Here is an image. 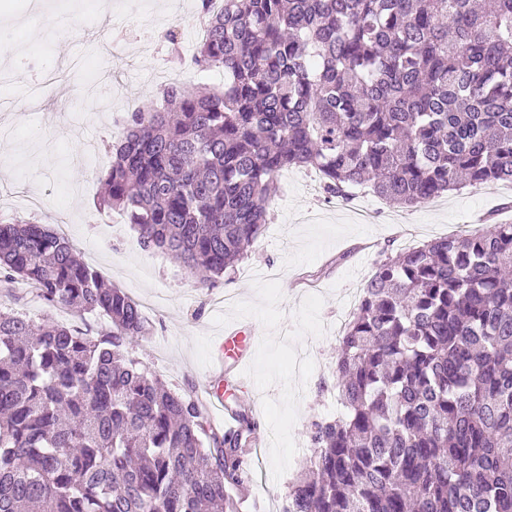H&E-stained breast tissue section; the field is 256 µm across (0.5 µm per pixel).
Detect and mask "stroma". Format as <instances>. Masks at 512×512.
Listing matches in <instances>:
<instances>
[{"instance_id": "obj_1", "label": "stroma", "mask_w": 512, "mask_h": 512, "mask_svg": "<svg viewBox=\"0 0 512 512\" xmlns=\"http://www.w3.org/2000/svg\"><path fill=\"white\" fill-rule=\"evenodd\" d=\"M0 0V219L15 217L63 232L83 260L144 304L149 334L135 355L170 388L195 393L223 366L225 405L255 425L249 465L254 482L236 493L238 512H280L288 484L309 457L298 449L313 422L339 416L338 339L333 323L345 296L362 287L381 258L459 233L478 231V216L512 224V184L489 183L402 208L357 189L352 201L328 202L318 173L289 168L269 221L247 256L214 287H198L183 266L144 248L132 224L120 234L98 221L99 176L111 157L108 142L123 132L128 112L162 106L168 80L221 87L220 74L202 76L183 64L199 42L198 0ZM161 18L183 33L172 52L149 22ZM378 210L362 222L357 212ZM163 298L147 308L152 294ZM241 328L233 351L217 354L227 324ZM312 349L303 372L295 350Z\"/></svg>"}]
</instances>
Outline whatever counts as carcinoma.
Listing matches in <instances>:
<instances>
[{
  "label": "carcinoma",
  "mask_w": 512,
  "mask_h": 512,
  "mask_svg": "<svg viewBox=\"0 0 512 512\" xmlns=\"http://www.w3.org/2000/svg\"><path fill=\"white\" fill-rule=\"evenodd\" d=\"M193 54L124 120L103 210L214 286L289 167L411 207L512 183V0H200ZM108 327L0 307V512H237L254 424L209 429L130 354L140 305L44 224H0V285ZM345 414L312 424L286 512H512V224L375 265L338 340Z\"/></svg>",
  "instance_id": "1"
}]
</instances>
